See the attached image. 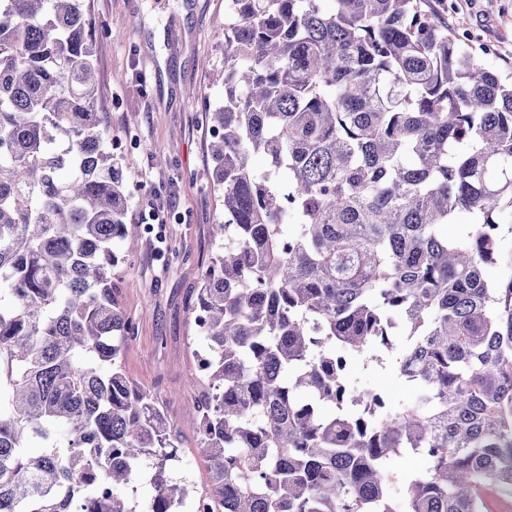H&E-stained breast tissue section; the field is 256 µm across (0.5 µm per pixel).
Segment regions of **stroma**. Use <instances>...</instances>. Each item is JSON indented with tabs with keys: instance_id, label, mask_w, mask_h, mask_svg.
<instances>
[{
	"instance_id": "1",
	"label": "stroma",
	"mask_w": 512,
	"mask_h": 512,
	"mask_svg": "<svg viewBox=\"0 0 512 512\" xmlns=\"http://www.w3.org/2000/svg\"><path fill=\"white\" fill-rule=\"evenodd\" d=\"M89 4L96 21L122 32L95 44L96 102L122 146L128 218L141 222L149 201L165 217L159 232H142L116 271L118 299L135 327L124 371L163 406L179 436L173 483L204 492L209 473L190 387L202 342L190 305L214 252L211 228L223 218L209 182L207 114L224 99V47L213 36L224 0ZM447 18L450 27L469 30L490 70L512 76V0H448Z\"/></svg>"
}]
</instances>
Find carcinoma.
Listing matches in <instances>:
<instances>
[{
    "label": "carcinoma",
    "instance_id": "cac0c4a2",
    "mask_svg": "<svg viewBox=\"0 0 512 512\" xmlns=\"http://www.w3.org/2000/svg\"><path fill=\"white\" fill-rule=\"evenodd\" d=\"M224 0V219L193 300L218 512H512V82L432 2ZM87 0H0V512H176L122 366L129 185ZM264 156L257 171L252 159ZM413 394L357 387L358 364ZM406 453L423 470L395 466Z\"/></svg>",
    "mask_w": 512,
    "mask_h": 512
}]
</instances>
